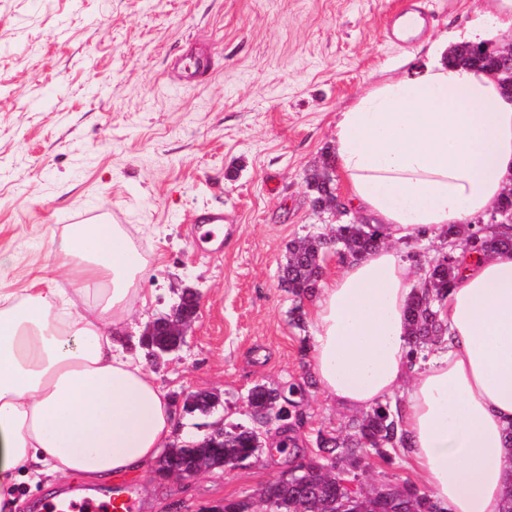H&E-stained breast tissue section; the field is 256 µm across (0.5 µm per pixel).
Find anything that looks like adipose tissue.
<instances>
[{"mask_svg":"<svg viewBox=\"0 0 512 512\" xmlns=\"http://www.w3.org/2000/svg\"><path fill=\"white\" fill-rule=\"evenodd\" d=\"M512 39V0H492L336 115L331 159L352 203L388 239L326 276L309 312L314 374L352 409H401L407 465L447 512H502L512 480V251L470 257L443 303L445 350L406 362L413 291L396 245L442 236L512 186V98L479 68L450 65L449 44ZM73 290L42 278L0 294V512L18 480L74 475L106 483L145 468L173 431L169 402L126 350L130 301L146 260L119 225L71 224L53 242Z\"/></svg>","mask_w":512,"mask_h":512,"instance_id":"ef3b65f1","label":"adipose tissue"}]
</instances>
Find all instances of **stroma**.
<instances>
[{
  "mask_svg": "<svg viewBox=\"0 0 512 512\" xmlns=\"http://www.w3.org/2000/svg\"><path fill=\"white\" fill-rule=\"evenodd\" d=\"M421 3L430 22L400 45L386 36L398 0H0V293L23 294L39 268L67 287L52 240L75 217L122 225L147 257L129 338L183 288L202 294L185 345L153 370L176 428L201 438L220 419L251 424L246 398L258 384L279 389L290 412L233 468L127 473L138 512L240 498L264 512L265 485L354 418L312 382L310 329L292 321L299 302L280 288L279 268L291 241L360 214L311 203L307 176L337 112L486 0ZM201 42L209 75L185 83ZM203 210L223 212V239H200ZM198 391L217 395L210 414L184 411ZM388 483L419 484L401 449L370 456L356 480L366 491Z\"/></svg>",
  "mask_w": 512,
  "mask_h": 512,
  "instance_id": "stroma-1",
  "label": "stroma"
}]
</instances>
